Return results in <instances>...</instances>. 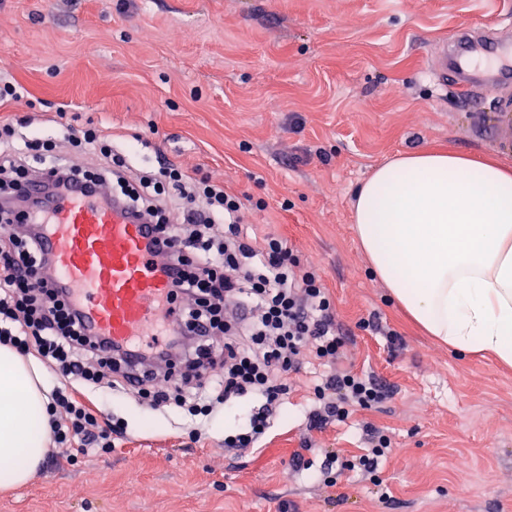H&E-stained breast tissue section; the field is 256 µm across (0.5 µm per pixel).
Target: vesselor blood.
I'll list each match as a JSON object with an SVG mask.
<instances>
[{
    "mask_svg": "<svg viewBox=\"0 0 512 512\" xmlns=\"http://www.w3.org/2000/svg\"><path fill=\"white\" fill-rule=\"evenodd\" d=\"M451 46L432 63L439 84L454 75L471 86L493 87L512 76V45L494 33L476 39L461 29ZM108 193L103 184L91 190L74 184L56 197L53 219L41 227V248L91 335L115 344L152 339L170 279L148 249V226L107 204Z\"/></svg>",
    "mask_w": 512,
    "mask_h": 512,
    "instance_id": "b4317fda",
    "label": "vessel or blood"
}]
</instances>
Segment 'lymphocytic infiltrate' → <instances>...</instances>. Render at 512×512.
<instances>
[{
	"mask_svg": "<svg viewBox=\"0 0 512 512\" xmlns=\"http://www.w3.org/2000/svg\"><path fill=\"white\" fill-rule=\"evenodd\" d=\"M10 153H0V184L22 188L29 158L42 163L46 181L61 188L69 182H108L113 197L157 232L152 248L172 276L167 341L147 347L145 360L167 363L163 374L144 373L136 391L151 402H173L191 417H208L215 405L257 402L246 422L225 431L228 450L254 448L262 441L273 407L288 392V377L303 358L333 363L312 387L323 400L315 422L348 418L388 396L385 384L339 367L344 345L335 306L321 277L306 265L287 240L269 236L253 241L243 231L246 204L223 183L199 180L181 167L163 163L130 184V162L115 154L100 129L71 131L81 154L100 160L99 173L58 158L35 133L0 126ZM43 204L0 213V343L35 349L65 382L53 390L49 436L54 447L81 454H107L125 431L120 420L101 419L76 401L75 389L102 384L126 386L127 374L108 376L120 348L105 349L89 336L79 313L59 295L50 264L33 235L20 224L41 218Z\"/></svg>",
	"mask_w": 512,
	"mask_h": 512,
	"instance_id": "lymphocytic-infiltrate-1",
	"label": "lymphocytic infiltrate"
}]
</instances>
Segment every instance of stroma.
Segmentation results:
<instances>
[{"instance_id":"35a3bbf8","label":"stroma","mask_w":512,"mask_h":512,"mask_svg":"<svg viewBox=\"0 0 512 512\" xmlns=\"http://www.w3.org/2000/svg\"><path fill=\"white\" fill-rule=\"evenodd\" d=\"M506 13L512 0H0V71L30 101L0 120L55 141L105 128L135 167L162 160L248 195L249 232L288 239L321 276L348 333L341 364L389 388L316 427L305 360L263 447L238 452L224 431L243 408L214 411L195 441L182 410L102 388L98 409L127 427L111 454L42 463L0 490V512H512V369L414 326L352 224L355 186L398 154L512 164V84L471 97L427 75L456 30ZM366 423L395 444L371 474Z\"/></svg>"}]
</instances>
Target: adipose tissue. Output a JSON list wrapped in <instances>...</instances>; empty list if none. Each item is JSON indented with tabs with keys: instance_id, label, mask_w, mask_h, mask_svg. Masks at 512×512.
Wrapping results in <instances>:
<instances>
[{
	"instance_id": "obj_1",
	"label": "adipose tissue",
	"mask_w": 512,
	"mask_h": 512,
	"mask_svg": "<svg viewBox=\"0 0 512 512\" xmlns=\"http://www.w3.org/2000/svg\"><path fill=\"white\" fill-rule=\"evenodd\" d=\"M371 270L430 336L512 366V168L415 150L354 192ZM45 371L0 345V488L29 481L48 451Z\"/></svg>"
}]
</instances>
